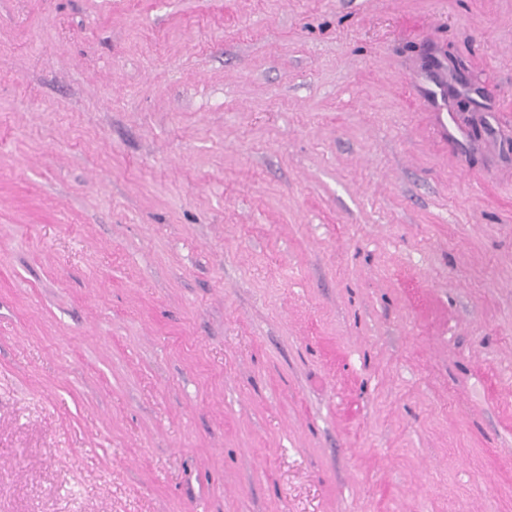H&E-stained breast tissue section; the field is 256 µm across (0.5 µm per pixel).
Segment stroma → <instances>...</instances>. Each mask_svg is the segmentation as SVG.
Segmentation results:
<instances>
[{
	"label": "stroma",
	"mask_w": 512,
	"mask_h": 512,
	"mask_svg": "<svg viewBox=\"0 0 512 512\" xmlns=\"http://www.w3.org/2000/svg\"><path fill=\"white\" fill-rule=\"evenodd\" d=\"M0 512H512V0H0Z\"/></svg>",
	"instance_id": "35a3bbf8"
}]
</instances>
